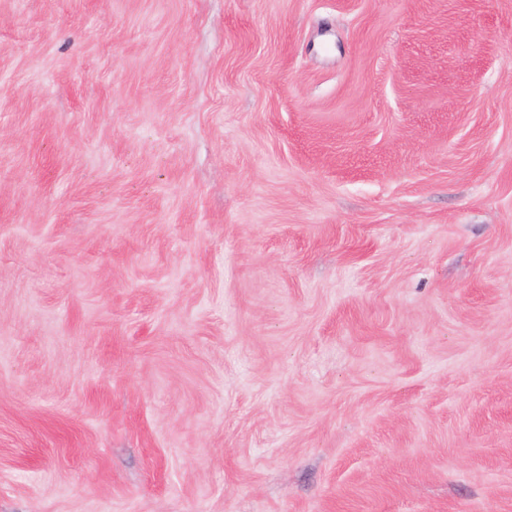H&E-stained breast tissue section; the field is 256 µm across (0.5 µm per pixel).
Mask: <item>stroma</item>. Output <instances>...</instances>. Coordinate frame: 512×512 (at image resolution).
Masks as SVG:
<instances>
[{
    "label": "stroma",
    "mask_w": 512,
    "mask_h": 512,
    "mask_svg": "<svg viewBox=\"0 0 512 512\" xmlns=\"http://www.w3.org/2000/svg\"><path fill=\"white\" fill-rule=\"evenodd\" d=\"M0 512H512V0H0Z\"/></svg>",
    "instance_id": "obj_1"
}]
</instances>
